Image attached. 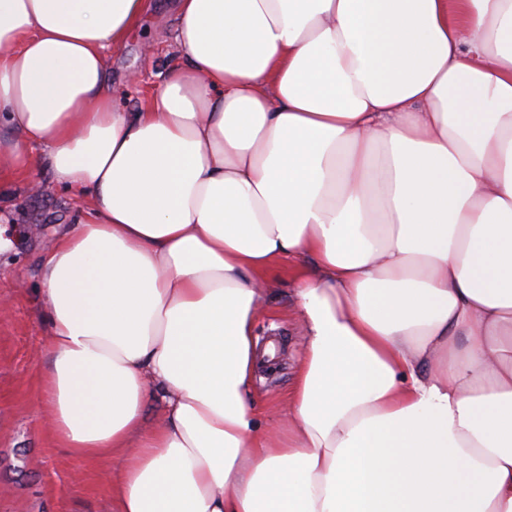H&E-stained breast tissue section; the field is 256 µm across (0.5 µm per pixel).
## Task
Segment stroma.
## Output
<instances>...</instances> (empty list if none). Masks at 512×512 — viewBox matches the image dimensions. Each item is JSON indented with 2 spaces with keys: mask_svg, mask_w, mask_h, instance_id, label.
Listing matches in <instances>:
<instances>
[{
  "mask_svg": "<svg viewBox=\"0 0 512 512\" xmlns=\"http://www.w3.org/2000/svg\"><path fill=\"white\" fill-rule=\"evenodd\" d=\"M174 0H157L126 44L106 55L112 92L125 111L149 101L180 58L172 43ZM39 190L16 187L0 202V512H112V474L121 460L89 461L60 448L41 413L40 375L50 356L40 316L43 255L57 232L85 217L86 200L57 185L44 166L31 172ZM297 300L288 272L278 269L256 327L255 352L283 349L271 368H255L251 397L261 420L288 409L300 354Z\"/></svg>",
  "mask_w": 512,
  "mask_h": 512,
  "instance_id": "35a3bbf8",
  "label": "stroma"
}]
</instances>
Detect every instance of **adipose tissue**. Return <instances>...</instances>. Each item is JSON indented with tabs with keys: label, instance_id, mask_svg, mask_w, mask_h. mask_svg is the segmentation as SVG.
I'll return each instance as SVG.
<instances>
[{
	"label": "adipose tissue",
	"instance_id": "adipose-tissue-1",
	"mask_svg": "<svg viewBox=\"0 0 512 512\" xmlns=\"http://www.w3.org/2000/svg\"><path fill=\"white\" fill-rule=\"evenodd\" d=\"M151 7L0 0V187L42 144L89 203L41 267L59 447L122 459L112 512H512V0H178L127 112L104 54ZM272 277L267 305L255 327L256 365L250 388L262 424L282 416L288 409V391L296 381L301 342L296 319L297 300L288 271L278 269ZM270 342L276 350L283 342V350L271 368L263 369L260 363L266 357L265 350Z\"/></svg>",
	"mask_w": 512,
	"mask_h": 512
}]
</instances>
